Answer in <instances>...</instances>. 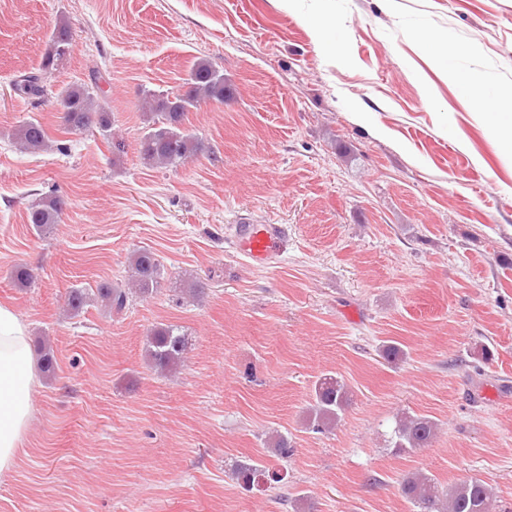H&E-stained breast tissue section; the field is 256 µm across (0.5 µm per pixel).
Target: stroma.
<instances>
[{
    "mask_svg": "<svg viewBox=\"0 0 512 512\" xmlns=\"http://www.w3.org/2000/svg\"><path fill=\"white\" fill-rule=\"evenodd\" d=\"M310 15L336 23L339 53ZM60 22L73 43L42 75L48 99L18 97ZM423 30L447 35L455 70L512 114V0H0V303L56 358L0 512H293L285 495L305 512H414L401 484L416 471L478 477L492 512H512V159ZM200 59L230 87L186 117L204 152L143 164L145 91L181 90ZM95 71L108 139L67 132L55 99ZM29 118L51 150L17 149ZM50 193L68 205L40 235L28 207ZM244 222L282 226L268 265L234 247ZM138 248L163 266L156 293L118 316L64 315L69 289L126 282ZM161 324L187 340L172 374L145 353ZM393 342L404 356L390 363ZM323 375L350 403L316 433L305 417ZM404 414L437 422L427 447L391 448ZM271 432L291 458L268 456ZM258 458L277 488L234 479Z\"/></svg>",
    "mask_w": 512,
    "mask_h": 512,
    "instance_id": "obj_1",
    "label": "stroma"
}]
</instances>
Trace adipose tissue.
Wrapping results in <instances>:
<instances>
[{"instance_id": "adipose-tissue-1", "label": "adipose tissue", "mask_w": 512, "mask_h": 512, "mask_svg": "<svg viewBox=\"0 0 512 512\" xmlns=\"http://www.w3.org/2000/svg\"><path fill=\"white\" fill-rule=\"evenodd\" d=\"M36 359L26 325L0 304V473L10 471L34 414Z\"/></svg>"}]
</instances>
